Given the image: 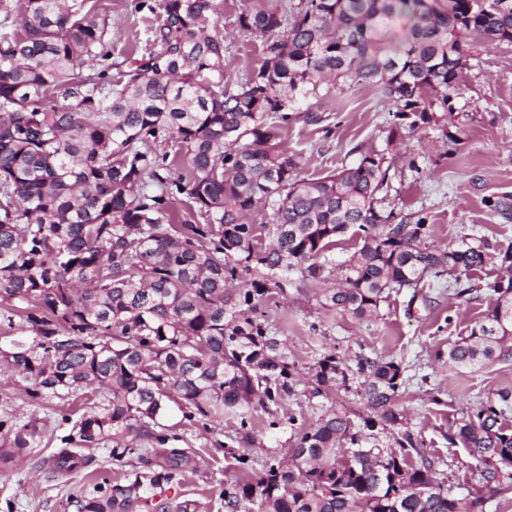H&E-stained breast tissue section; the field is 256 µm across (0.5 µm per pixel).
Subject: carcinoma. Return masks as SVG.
Here are the masks:
<instances>
[{
	"label": "carcinoma",
	"instance_id": "1",
	"mask_svg": "<svg viewBox=\"0 0 512 512\" xmlns=\"http://www.w3.org/2000/svg\"><path fill=\"white\" fill-rule=\"evenodd\" d=\"M155 15L149 51L112 62L102 0H0V367L35 401L103 389L107 404L57 437L45 478L87 463L82 450L112 445L124 470L72 496L76 512H203L169 495L198 472V452L164 423L210 435L237 418L235 440L257 441L254 414L286 423L291 448L256 474L245 457L214 491L224 512H486L512 489V392L463 416L450 443L483 464L482 485L454 492L407 430L368 444L376 427L403 424L394 408L406 368L358 355L355 367L325 348L309 371L295 363L264 315L265 298L324 283L322 308L363 320L390 294L416 298L430 280L463 277L491 260L512 274V247L423 244L426 218L387 203L383 153L313 180L281 134L289 113L340 82L369 84L396 107L389 142L452 111L449 91L474 38L512 43V0H299L237 16L263 39L245 81L224 79L218 0H132ZM405 20L381 46L378 26ZM64 102H57V97ZM271 211V221L250 222ZM357 228L361 246L340 264L330 252ZM262 229L270 239L262 245ZM491 306L468 335L437 352L456 370L500 359L512 342V294L486 284ZM312 400L353 389L370 416L339 408L306 426L271 407L297 392ZM13 436L0 462L39 447L36 426L0 419Z\"/></svg>",
	"mask_w": 512,
	"mask_h": 512
}]
</instances>
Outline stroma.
Returning a JSON list of instances; mask_svg holds the SVG:
<instances>
[{
	"mask_svg": "<svg viewBox=\"0 0 512 512\" xmlns=\"http://www.w3.org/2000/svg\"><path fill=\"white\" fill-rule=\"evenodd\" d=\"M112 8L111 36L114 61L143 45L147 20L132 13L129 0H107ZM268 0H224L216 20L224 31V74L236 84L263 60V41L238 30L235 21L243 8H259ZM453 111L447 130L423 127L404 131L389 142L397 121L395 107L374 87L342 83L323 99L319 122L306 113H294L283 129V142L300 162L298 177L312 180L356 161L354 147L384 152L395 158L389 203L396 212L421 211L433 228L430 244L456 246L461 242L488 241L499 249L512 246V214L492 213L486 199L512 196V43L475 41L467 56L459 84L451 91ZM489 306L485 293L456 297L451 281L432 283L411 295L391 294L377 317L359 321L321 308L315 295L288 288L286 294L266 299L262 309L299 366L309 367L322 347L332 346L338 356L394 359L407 366L409 382L395 408L404 414L416 440L439 463L448 487H478L481 465L448 442L465 411L478 407L500 391H512V357L472 370H455L436 360L437 351L467 335L482 320ZM21 377L0 374V417L16 424H33L42 436L41 452L17 466L0 467V510L13 503L14 512H74L70 503L88 483L112 476L106 446L85 449L87 465L75 473H59L46 480L33 474L58 450L56 438L69 431L63 414L101 411L99 393H79L66 401H32ZM344 405L354 414L366 408L355 391L336 389L328 398L306 400L296 395L283 402L285 411L306 425H314L330 405ZM261 435L255 444L237 445L234 454L211 447L198 430L188 436L200 453L197 474L183 481L180 491L200 498L206 512H224L212 479L234 475L238 457H246L254 470H262L268 457L285 453L289 432L265 433L264 415H256Z\"/></svg>",
	"mask_w": 512,
	"mask_h": 512,
	"instance_id": "stroma-1",
	"label": "stroma"
}]
</instances>
